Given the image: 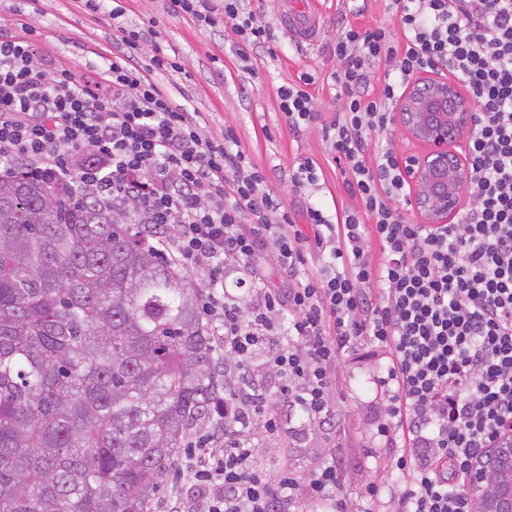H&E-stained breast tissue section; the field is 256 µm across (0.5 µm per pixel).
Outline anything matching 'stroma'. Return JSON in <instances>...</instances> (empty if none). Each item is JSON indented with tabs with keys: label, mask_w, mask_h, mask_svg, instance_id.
Returning <instances> with one entry per match:
<instances>
[{
	"label": "stroma",
	"mask_w": 512,
	"mask_h": 512,
	"mask_svg": "<svg viewBox=\"0 0 512 512\" xmlns=\"http://www.w3.org/2000/svg\"><path fill=\"white\" fill-rule=\"evenodd\" d=\"M121 17H113L111 0L98 10L84 0H0V29L20 33L34 29L39 59L67 68L77 80L96 81L105 59L121 53V32L153 27L142 44L149 59L155 47L176 52L178 71L155 73V80L175 103L198 113L205 131L218 134L233 128L241 147L267 176L269 189L284 200L295 216H302L306 195L292 190L285 175L294 163L311 158L323 167L326 183L317 198L324 206L344 202L342 179L325 159V145L317 127L293 135L279 111L276 89L298 73L330 72L334 63L326 51L336 39V0L324 4V29L315 45L297 46L285 30H278L274 56L257 57L253 72L244 71L233 51L231 26L224 20L201 26L189 16L168 12L166 0H122ZM386 363L385 353L373 344L359 345L336 370L335 413L338 423L330 434L283 419V433L260 441L258 463L268 473L306 474L329 457L340 461V479L355 512H390L389 495L399 482L391 464V443L376 434L384 404L371 383ZM376 486L367 498V486Z\"/></svg>",
	"instance_id": "obj_1"
}]
</instances>
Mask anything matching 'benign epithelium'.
Returning <instances> with one entry per match:
<instances>
[{
    "label": "benign epithelium",
    "mask_w": 512,
    "mask_h": 512,
    "mask_svg": "<svg viewBox=\"0 0 512 512\" xmlns=\"http://www.w3.org/2000/svg\"><path fill=\"white\" fill-rule=\"evenodd\" d=\"M393 121L427 148L404 162L411 204L428 224L455 223L471 180L465 153L456 150L474 126L470 101L447 78L423 72L395 103ZM467 494L473 512H512L511 442L471 463Z\"/></svg>",
    "instance_id": "benign-epithelium-1"
}]
</instances>
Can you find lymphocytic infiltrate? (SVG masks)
<instances>
[{"label":"lymphocytic infiltrate","mask_w":512,"mask_h":512,"mask_svg":"<svg viewBox=\"0 0 512 512\" xmlns=\"http://www.w3.org/2000/svg\"><path fill=\"white\" fill-rule=\"evenodd\" d=\"M388 9L394 33L363 23V9L341 13L333 71L300 73L276 91L292 134L320 124L349 198L332 212L309 205L301 225L233 129L205 133L158 86L154 71L178 64L159 54L140 61L144 32L123 31L99 88L0 32V177L22 171L90 190L120 223L155 232L166 260L205 272L203 310L224 355V389L211 402L224 445L190 443L192 484L168 512L191 501L200 512H298L305 500L350 512L335 461L298 478L258 471L252 429L277 432L276 403L331 425L336 368L365 342L388 353L378 432L398 447L396 512H472V458L512 441V0H389ZM224 18L252 70L256 55L271 53L274 28L251 0H224ZM382 62L389 69L376 86L370 73ZM430 70L463 83L475 108L474 198L453 224L404 217L407 179L394 147L375 141L410 79ZM322 86L339 104L328 120L317 109ZM310 242L324 259L312 269ZM269 256L287 290L259 285L245 303L225 289L240 268L259 284ZM259 355L275 388L247 382Z\"/></svg>","instance_id":"lymphocytic-infiltrate-1"}]
</instances>
